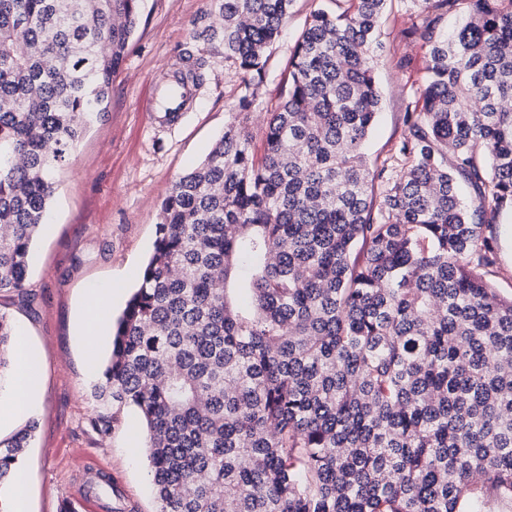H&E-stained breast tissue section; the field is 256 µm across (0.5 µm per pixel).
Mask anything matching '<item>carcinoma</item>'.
<instances>
[{"instance_id":"1","label":"carcinoma","mask_w":512,"mask_h":512,"mask_svg":"<svg viewBox=\"0 0 512 512\" xmlns=\"http://www.w3.org/2000/svg\"><path fill=\"white\" fill-rule=\"evenodd\" d=\"M139 2L0 0V294L25 288L55 173L105 111ZM294 2L218 0L192 29L245 92L161 202L90 425L137 411L157 512L512 506V297L486 278L512 210V0H416L406 36L425 50L423 84L393 152L371 162L393 0L306 15L252 151ZM181 61L186 105L209 61L189 48ZM14 336L1 311L0 379ZM34 429L0 439V486Z\"/></svg>"}]
</instances>
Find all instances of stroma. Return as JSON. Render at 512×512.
<instances>
[{"label":"stroma","instance_id":"stroma-1","mask_svg":"<svg viewBox=\"0 0 512 512\" xmlns=\"http://www.w3.org/2000/svg\"><path fill=\"white\" fill-rule=\"evenodd\" d=\"M210 0H141L140 20L107 109L85 129L70 164L56 175L48 225L36 238L23 296H0L17 329L38 350L39 403L32 416H18L0 429L6 438L34 420L36 430L20 463L29 478L32 512H62L64 504L87 512H156L144 435L134 411L121 414L101 434L89 420L99 404L95 388L111 349L110 323L139 284L160 221L159 205L181 174L198 165L223 134L242 94V80L207 43L212 61L207 80L187 111L166 122L157 104L160 79L180 67L179 52L191 23ZM332 0H296L294 13L266 67L265 95L252 115L253 145L263 149V127L286 90V66L304 19ZM415 0H394L375 71L382 110L365 151L387 156L404 131L405 108L424 76V51L404 31ZM408 59L406 69L391 55ZM498 261L489 274L501 295L512 297V212L497 225ZM111 285L100 316L105 323L97 349L83 336L88 289ZM112 479L98 486L99 476Z\"/></svg>","mask_w":512,"mask_h":512}]
</instances>
